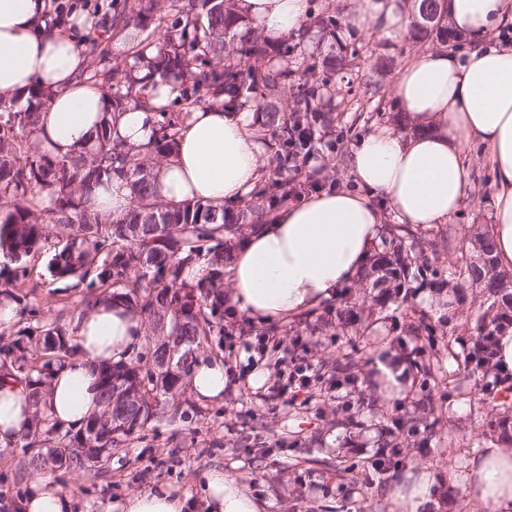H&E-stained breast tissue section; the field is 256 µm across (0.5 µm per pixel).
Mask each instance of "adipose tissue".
<instances>
[{
    "mask_svg": "<svg viewBox=\"0 0 512 512\" xmlns=\"http://www.w3.org/2000/svg\"><path fill=\"white\" fill-rule=\"evenodd\" d=\"M243 8L273 37L309 16V0H243ZM414 0H353L347 22L361 34L395 39L406 32ZM44 0H0V92L50 90L36 140L59 155L92 145L106 99L99 85L81 79L83 47L45 30ZM448 21L479 39L466 54L431 50L410 57L392 93L410 133L375 128L354 143L349 168L354 188L302 197L232 249L227 268L235 309L256 321L285 322L335 297L353 281L380 241L381 204L398 223H447L465 206L472 186L469 142L489 151L493 223L490 234L501 268H512V43H486L512 28V0H448ZM264 149L251 110L219 105L190 110L178 128V150L156 171L170 203L203 199L215 204L244 198L260 175ZM74 356L54 373L45 397L53 423L80 427L99 409V364L126 360L144 339L139 317L124 307L98 306L68 325ZM221 361H198L190 381L202 401L224 397ZM32 408L24 387L0 381V443L15 440ZM482 512H512V440L487 444L465 460ZM436 482L433 472L406 473L394 486L401 512H422ZM208 512H262L241 479L212 468L204 473ZM185 501L166 487L132 494L116 512H183ZM23 512H70L71 501L38 478Z\"/></svg>",
    "mask_w": 512,
    "mask_h": 512,
    "instance_id": "adipose-tissue-1",
    "label": "adipose tissue"
}]
</instances>
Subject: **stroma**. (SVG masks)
Returning a JSON list of instances; mask_svg holds the SVG:
<instances>
[{"mask_svg":"<svg viewBox=\"0 0 512 512\" xmlns=\"http://www.w3.org/2000/svg\"><path fill=\"white\" fill-rule=\"evenodd\" d=\"M87 30L66 25V32L85 41H97L112 66L123 64L124 54L113 52L112 10L102 14L76 9ZM373 55L360 69L340 73L338 87L344 88V115L352 117L366 105L367 84L389 89L404 62L417 49L408 37L390 40L379 33L368 36ZM472 164V199L448 223L421 229L427 239L457 236L460 225L492 222L493 203L484 180L490 174L489 157L481 147L468 146ZM255 329L241 319L224 323V333L208 337L200 358L218 359L227 376L221 401H202L192 392L181 397L182 417L135 433L89 477L77 479L64 469L52 472L60 491L72 502V512H113L112 506L128 493L155 486L172 488L185 497L186 512H205L202 476L212 467L239 476L254 499L265 502V512H391L390 484L365 490L357 474L338 475L340 459L367 460L378 453V419L396 412L395 404L363 410L364 426L353 432L336 427V406L356 400L365 384L330 389L331 363L337 352L359 348L366 376L376 372L375 363L390 356L392 348L384 332L361 335L351 327L335 338L311 333L291 321L278 327L277 349L260 360ZM268 372L259 387L248 380L254 366ZM311 378L310 387L292 393L287 380L297 371ZM482 439L467 408H446L438 432L422 446H409L411 461L447 475L459 468L463 454H477ZM27 449L13 441L0 446V512H19L18 504L29 489L30 479L20 463Z\"/></svg>","mask_w":512,"mask_h":512,"instance_id":"1","label":"stroma"}]
</instances>
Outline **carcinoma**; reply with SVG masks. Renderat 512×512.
<instances>
[{"label": "carcinoma", "instance_id": "1", "mask_svg": "<svg viewBox=\"0 0 512 512\" xmlns=\"http://www.w3.org/2000/svg\"><path fill=\"white\" fill-rule=\"evenodd\" d=\"M241 0H133L112 6V29L133 39L139 49L126 67L106 69L90 50L89 78L104 90L107 110L91 148L79 146L59 156L35 141L49 92L30 88L0 93V296L19 306L17 316H37L30 284L31 261L51 253L49 273L58 292L81 289L76 312L59 311L45 323L25 321L16 331L0 373L31 388L36 410L19 439L35 452L25 460L28 476L42 474V454L60 457L83 477L87 448L126 443L136 432L162 421L173 423L174 398L189 383L197 352L208 336L224 335V268L231 248L267 223L284 205L316 191L344 187L326 166L331 157L345 162L351 145L372 122L387 115L383 99L349 123L336 111V72L360 65L367 43L353 35L339 42L336 6L318 3L305 23L279 38L268 37L240 7ZM321 48L307 49L312 35ZM409 38L415 44L461 48L448 28V0H420ZM173 81L178 94L152 93V76ZM241 109L255 106L257 139L266 148L261 176L234 205L201 199L170 205L155 183V169L178 149L183 113L204 105ZM155 115L154 139L132 146L112 138L117 119L133 107ZM131 189L129 209L120 217L89 206L98 189L113 179ZM490 233L464 230L457 242L425 241L418 229L387 220L372 263L360 286L344 289L322 330L356 325L367 332L384 326L390 344L404 346L411 336L419 346L408 353L420 377L422 397L413 412H400L379 428V476L394 478L408 465L403 444L422 433L436 434L445 403L476 408L485 429L480 445L506 433L512 381L491 376L498 336L512 329V275L497 265ZM201 269L185 277L188 266ZM424 291L454 296L471 292L478 302L475 336L454 337L450 320L412 306ZM119 303L144 325L145 351L119 363L98 365V413L78 428L53 424L41 409L53 371L73 354L67 320L99 304ZM187 341L173 366L158 363L159 351ZM454 370L445 372L443 359ZM358 361L336 356L338 378H355ZM360 396L336 412V427L363 426Z\"/></svg>", "mask_w": 512, "mask_h": 512}]
</instances>
